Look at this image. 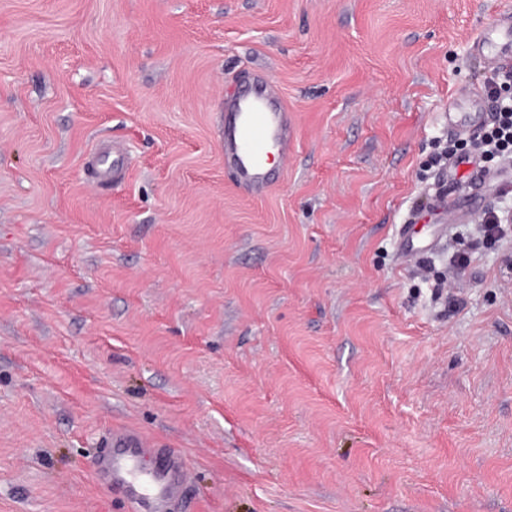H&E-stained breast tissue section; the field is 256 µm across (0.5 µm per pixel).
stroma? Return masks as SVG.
<instances>
[{
  "label": "stroma",
  "instance_id": "35a3bbf8",
  "mask_svg": "<svg viewBox=\"0 0 512 512\" xmlns=\"http://www.w3.org/2000/svg\"><path fill=\"white\" fill-rule=\"evenodd\" d=\"M507 12L0 0V512H126L117 429L186 449L179 512H512V237L394 258L472 191L431 156ZM257 70L292 134L261 198L218 136Z\"/></svg>",
  "mask_w": 512,
  "mask_h": 512
}]
</instances>
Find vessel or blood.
Returning a JSON list of instances; mask_svg holds the SVG:
<instances>
[{"instance_id": "obj_1", "label": "vessel or blood", "mask_w": 512, "mask_h": 512, "mask_svg": "<svg viewBox=\"0 0 512 512\" xmlns=\"http://www.w3.org/2000/svg\"><path fill=\"white\" fill-rule=\"evenodd\" d=\"M474 47L491 69L512 58V17L503 16L488 30L480 31ZM487 110L480 103L455 105L448 114V128L456 133L477 134L486 124ZM224 166L235 176L243 192L260 197L276 183L278 174L268 164L270 154H287L290 145L288 113L281 98L264 82L250 83L226 104ZM155 458L153 468L143 465ZM93 477L120 494L130 512H173L182 497L188 466L181 448H153L137 433L114 431L107 448L91 464Z\"/></svg>"}]
</instances>
